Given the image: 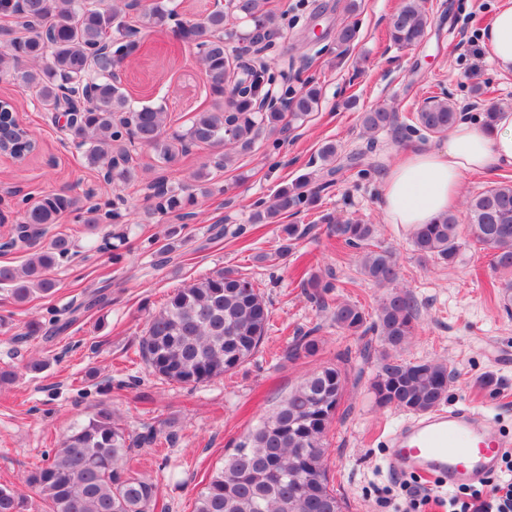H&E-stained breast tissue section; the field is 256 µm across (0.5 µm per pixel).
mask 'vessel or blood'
Listing matches in <instances>:
<instances>
[{
  "label": "vessel or blood",
  "mask_w": 512,
  "mask_h": 512,
  "mask_svg": "<svg viewBox=\"0 0 512 512\" xmlns=\"http://www.w3.org/2000/svg\"><path fill=\"white\" fill-rule=\"evenodd\" d=\"M394 468L449 484L476 483L494 470L512 442L467 407L435 411L400 425L390 436Z\"/></svg>",
  "instance_id": "1"
}]
</instances>
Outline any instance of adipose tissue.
<instances>
[{
    "mask_svg": "<svg viewBox=\"0 0 512 512\" xmlns=\"http://www.w3.org/2000/svg\"><path fill=\"white\" fill-rule=\"evenodd\" d=\"M482 45L501 70H512V0L499 8ZM508 167H512V107L502 108L488 126L459 120L445 147L415 152L385 172L387 220L408 227L430 223L453 207L465 176Z\"/></svg>",
    "mask_w": 512,
    "mask_h": 512,
    "instance_id": "obj_1",
    "label": "adipose tissue"
}]
</instances>
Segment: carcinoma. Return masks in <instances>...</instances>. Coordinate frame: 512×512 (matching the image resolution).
<instances>
[{
    "label": "carcinoma",
    "mask_w": 512,
    "mask_h": 512,
    "mask_svg": "<svg viewBox=\"0 0 512 512\" xmlns=\"http://www.w3.org/2000/svg\"><path fill=\"white\" fill-rule=\"evenodd\" d=\"M267 0H228V10H215L198 20H181L175 0H150L144 18L147 27L169 29L175 39L197 51L209 80L210 107L194 113L182 131L167 132V112L161 106L131 103L115 72L125 66L139 47V30L125 20V0H0V15L20 13L28 25L4 33L0 73L11 74L35 91L47 112H59L60 102L75 113L67 137L87 164L104 171L106 182H125L135 168L128 146L154 152L164 163L175 161L190 147L224 148L213 161L225 168L239 154L250 152L265 132H283L286 117L299 120L318 108L321 91L308 83L287 101L290 112L255 108V99L270 91L272 75L263 63L249 66L251 90L236 91L232 63L226 52L241 34L228 28L230 17L252 26L249 41L272 37L276 15ZM428 17L419 0H404L391 17L388 30L394 44L413 48L423 43ZM416 125L401 126L396 112L379 106L360 114L364 131L446 134L458 121L456 103L447 97L428 98L415 115ZM0 127L9 136L7 150L20 161L37 148L32 130L20 123L13 103L0 101ZM209 171L201 169L191 182L170 185L159 178L149 185L150 217L171 213L187 219L209 194ZM307 178L280 188L269 203L258 201L252 220L272 223L284 214L309 209L317 191ZM82 202L64 192L49 191L25 204L23 226L12 239L40 240L17 266L0 265V286L20 305L34 295H50L57 288L51 272L71 256L68 236H47L64 213L94 233L102 224H122L126 214L119 203ZM468 223L450 212L412 230L414 252L422 259L452 265L471 238L492 252L499 269H512V184L493 186L467 206ZM336 240L357 252L360 273L379 288H388L372 317L358 305L334 302L333 284L312 276L301 281L318 307L332 308V320L341 337L363 342V353H378L368 391L380 407L425 413L448 397L454 373L438 360L406 361L392 355L415 335L419 305L408 290L398 289L400 267L392 251L375 241L371 224H336L326 215ZM109 300L106 289L67 309V317L48 325L25 323L14 336L48 340L67 331L79 316ZM271 312L254 282L226 268L177 289L147 320L139 354L162 379L199 384L232 372L250 360L266 337ZM319 328L301 331L285 349L290 360L316 355L321 346ZM378 342L380 347L373 346ZM345 375L336 364L321 366L307 375L261 424L224 459L199 491L194 512H344V499L330 484L324 458L326 437L345 390ZM157 431L148 428L132 436L116 421L112 408L101 404L88 421L73 427L47 463L33 471L27 486L48 504L49 512H151L158 497L157 483L133 472L129 453L157 443ZM28 495L18 487L0 486V512H25Z\"/></svg>",
    "instance_id": "1"
}]
</instances>
